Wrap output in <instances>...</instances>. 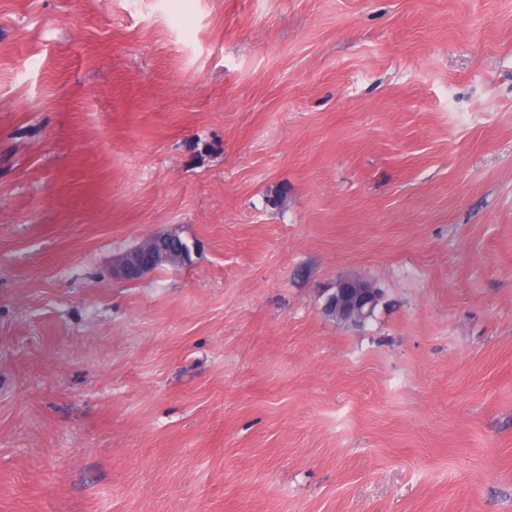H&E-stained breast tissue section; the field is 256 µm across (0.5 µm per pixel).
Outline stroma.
<instances>
[{
    "label": "stroma",
    "mask_w": 512,
    "mask_h": 512,
    "mask_svg": "<svg viewBox=\"0 0 512 512\" xmlns=\"http://www.w3.org/2000/svg\"><path fill=\"white\" fill-rule=\"evenodd\" d=\"M0 512H512V0H0ZM156 246L165 251L170 259H181L184 257L187 244L168 232L148 236L118 259L117 267L120 273L128 280H137L145 273L155 270L159 260L164 258L158 253ZM168 266L180 267L162 263L158 268ZM332 290L323 302L322 311L336 317L341 325L347 327L360 325L363 318L381 298V295H375L374 290L361 288L351 278L338 280L336 288ZM378 305L379 303L363 321V327L374 319Z\"/></svg>",
    "instance_id": "obj_1"
}]
</instances>
